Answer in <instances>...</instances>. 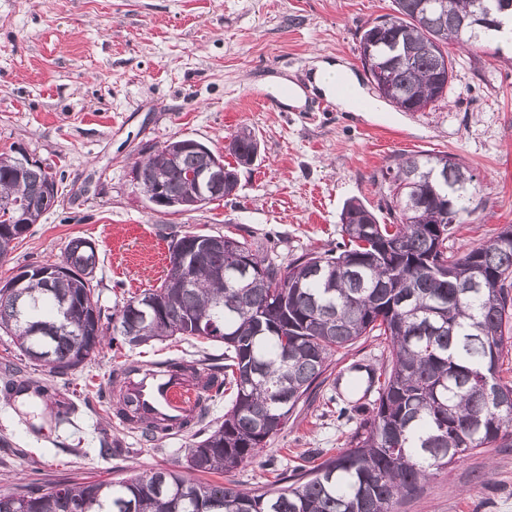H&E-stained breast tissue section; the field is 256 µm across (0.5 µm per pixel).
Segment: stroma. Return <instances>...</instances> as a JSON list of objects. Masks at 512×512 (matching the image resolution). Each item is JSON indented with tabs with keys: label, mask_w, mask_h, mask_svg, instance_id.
I'll return each instance as SVG.
<instances>
[{
	"label": "stroma",
	"mask_w": 512,
	"mask_h": 512,
	"mask_svg": "<svg viewBox=\"0 0 512 512\" xmlns=\"http://www.w3.org/2000/svg\"><path fill=\"white\" fill-rule=\"evenodd\" d=\"M392 0H0V152L22 149L55 165L56 206L33 224L0 284L20 267L58 260L75 236L99 254L94 279L104 313L155 287L168 265L170 236L187 230L234 233L287 264L335 242L344 202L381 203L380 174L398 152H445L470 169L478 186L474 221L454 225L451 245L466 252L512 225V39L499 56L451 49L454 77L445 100L422 112L381 101L359 58L362 28L392 13ZM319 61L343 65L377 112H346L308 84ZM285 78L307 94L301 111L276 112L250 92L275 95ZM256 136V162L240 168L235 196L190 212L154 211L130 181L152 144L190 137L225 163L240 128ZM385 341L376 336L340 350L309 402L267 444L261 459L230 480L256 489L345 448L372 407L369 373H381ZM197 360L205 373L224 363V347L195 339L115 351L64 375L26 365L49 390L76 406L71 423L29 393L0 401V493L71 480L109 481L185 461L195 434L219 424L230 394L207 401L184 432L152 436L115 416L122 364ZM109 434L121 454L99 453ZM398 512H512V447L472 454L436 471Z\"/></svg>",
	"instance_id": "obj_1"
}]
</instances>
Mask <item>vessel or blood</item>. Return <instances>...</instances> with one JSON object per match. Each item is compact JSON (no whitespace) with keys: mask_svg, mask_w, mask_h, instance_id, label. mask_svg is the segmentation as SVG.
<instances>
[{"mask_svg":"<svg viewBox=\"0 0 512 512\" xmlns=\"http://www.w3.org/2000/svg\"><path fill=\"white\" fill-rule=\"evenodd\" d=\"M123 391L137 401L143 423L160 420L180 433L198 418L197 384L184 376L160 374L144 365L137 377L124 379Z\"/></svg>","mask_w":512,"mask_h":512,"instance_id":"1","label":"vessel or blood"}]
</instances>
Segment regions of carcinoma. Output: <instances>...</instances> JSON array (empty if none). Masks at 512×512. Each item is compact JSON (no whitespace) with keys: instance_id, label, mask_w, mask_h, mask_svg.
I'll use <instances>...</instances> for the list:
<instances>
[{"instance_id":"carcinoma-1","label":"carcinoma","mask_w":512,"mask_h":512,"mask_svg":"<svg viewBox=\"0 0 512 512\" xmlns=\"http://www.w3.org/2000/svg\"><path fill=\"white\" fill-rule=\"evenodd\" d=\"M499 0H395L394 14L375 18L359 43L372 47L362 63L379 93L404 112H421L442 100L453 78L448 46L479 47L499 35L474 38L479 8ZM238 158L257 140L234 135ZM446 154L399 153L381 173V224L362 202L346 203L340 240L304 252L283 267L261 249L238 241L234 252L213 251L196 260L198 231L173 235L169 263L188 260L193 285L182 288L164 274L160 284L127 300L102 323L92 281L98 253L72 238L61 259L19 268L22 287L0 286V332L20 354L65 374L94 361L103 347L122 348L173 337L224 344V375L202 378L193 360L160 366L185 372L204 399L233 391L224 421L186 448L183 469L137 472L112 482L56 481L23 495L0 494V512H396L415 496L432 471L473 453L512 447V384L499 377L512 343V225L461 257L448 251L452 225L478 206L473 174L463 162L447 184L417 178ZM0 153V262L51 209L39 162L18 166ZM209 157L184 151L174 163L159 153L134 164L138 186L169 196L183 192L185 175L200 172ZM446 213L447 223L435 224ZM262 270L251 288L233 275L240 260ZM488 288L470 287L472 266ZM387 341L390 362L371 415L350 447L291 476L246 490L229 481L202 482L200 473L229 472L259 458L267 443L304 402L340 349L370 335ZM44 401H62L32 377L22 383Z\"/></svg>"}]
</instances>
